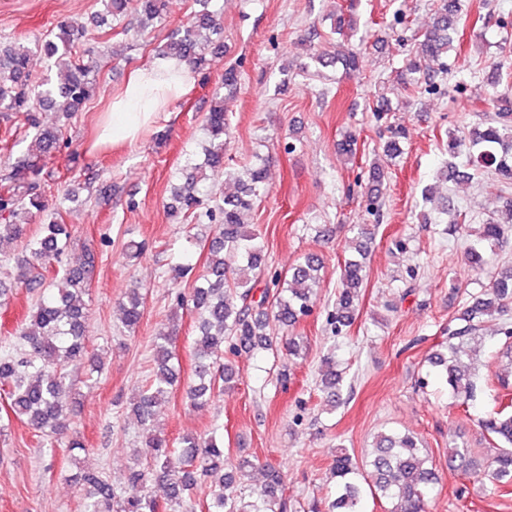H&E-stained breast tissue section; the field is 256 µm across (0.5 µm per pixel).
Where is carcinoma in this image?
<instances>
[{
	"mask_svg": "<svg viewBox=\"0 0 512 512\" xmlns=\"http://www.w3.org/2000/svg\"><path fill=\"white\" fill-rule=\"evenodd\" d=\"M106 16L119 24L134 12L137 28L145 31L168 17L169 0H103ZM195 11L183 28L172 33L166 43L154 50L160 61L186 62L192 72L202 70L206 62V33L221 36L218 10L212 0H196ZM461 11V0H440L435 18L416 38L415 51L405 71L420 83L418 75H428L426 62L448 57L453 22L451 14ZM58 32L37 43L50 63L54 75L36 83L29 63L32 48L21 42L0 44V112L16 115L32 131L26 152L11 163L0 180V240L22 244L23 255L15 266L0 277V299L17 286L40 288L42 292L30 310V327L20 332L11 351L0 355V390L7 396V420L26 422L50 440H68L71 451L85 446L75 434L71 422L72 388L66 382L67 368L87 363L97 366L99 358L87 352V313L84 295L94 255L84 253L73 260L70 225L60 212L31 232L19 217L31 218L48 209L46 191L49 181L43 176V157L60 144L58 128L41 125L36 107L56 105L70 116L82 110L96 88L93 62L80 63L76 48L85 30L65 21ZM322 67L341 63L348 74L359 71L357 49L341 44L332 53H313ZM207 135L201 153L186 154L180 168L181 184L174 188L168 215L193 224L215 227L205 258L206 271L187 294L175 297L174 310L187 309L196 316L198 334L193 341L194 380L187 397L196 407L218 401L225 391L240 380L229 356L242 350L265 351L272 340L270 323L292 327L310 315L317 294L322 263L308 255L283 277L277 273L255 295L257 281L266 275V254L256 231H249L243 216L269 192L267 159L256 152L234 176L238 190L230 195L214 193L207 170L224 166L228 148L229 119L224 98H215L205 116ZM405 131L391 129L383 146L384 156L393 160L402 152L400 142ZM448 161L439 170L443 180H463L456 159L464 157L465 166L486 170L512 183V109H499L481 126L469 131L448 132L445 144ZM512 224V203L501 219L481 224L474 230V242L466 253L470 267L481 272L490 263L488 250L503 244L504 226ZM379 224H357L346 246L354 255L345 259L341 287L328 313L327 321L338 335L351 326L365 272V258ZM66 259L56 272L57 287L44 288L46 263ZM512 305V271H505L490 287L473 296L456 322L448 326V336L433 351L428 362L437 369L448 391L459 406H467L476 395L477 385L469 366L480 352L481 324L503 316ZM124 328L133 331L144 315V297L133 287L119 302ZM178 327L155 337L156 372L149 388L133 402L132 411L144 430L143 445L152 458L145 471L134 462L124 485L116 487L100 473L86 470L78 474L86 488L84 512H185L191 491L200 483H214L207 512H288L281 473L263 469V480L248 490L244 478L255 463L248 457L232 458L224 451V433L215 426L206 437L186 435L178 445L153 430L155 407L167 397L178 379L172 346ZM318 387L327 402L339 407L347 402L343 371L336 370L335 356L323 358ZM481 427L493 436L484 474L495 488L512 485V402H500L499 409L481 420ZM477 466L471 449L454 447L448 451V470L469 474ZM336 486L331 493L328 512H364L366 495L385 500L387 512H425V505L438 475L428 450L409 432L380 433L368 456L359 461L343 447L336 452L333 465Z\"/></svg>",
	"mask_w": 512,
	"mask_h": 512,
	"instance_id": "carcinoma-1",
	"label": "carcinoma"
}]
</instances>
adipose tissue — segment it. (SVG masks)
<instances>
[{
	"label": "adipose tissue",
	"instance_id": "obj_1",
	"mask_svg": "<svg viewBox=\"0 0 512 512\" xmlns=\"http://www.w3.org/2000/svg\"><path fill=\"white\" fill-rule=\"evenodd\" d=\"M189 77L188 67L177 61H162L138 70L113 101L101 128V141H138L145 129L156 123L165 103L185 92Z\"/></svg>",
	"mask_w": 512,
	"mask_h": 512
}]
</instances>
